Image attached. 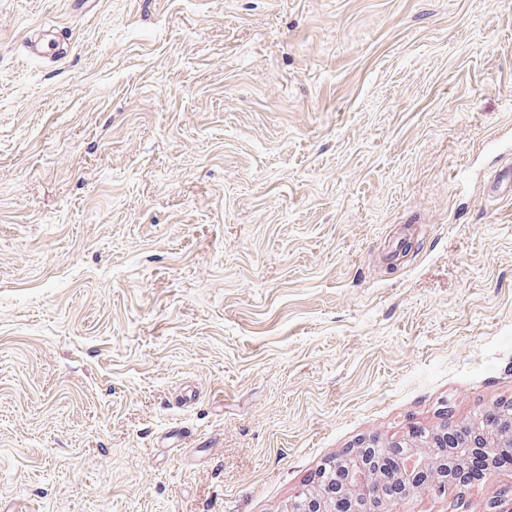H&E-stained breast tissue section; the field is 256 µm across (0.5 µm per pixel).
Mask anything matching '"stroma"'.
I'll use <instances>...</instances> for the list:
<instances>
[{"label": "stroma", "instance_id": "35a3bbf8", "mask_svg": "<svg viewBox=\"0 0 512 512\" xmlns=\"http://www.w3.org/2000/svg\"><path fill=\"white\" fill-rule=\"evenodd\" d=\"M511 165L512 0H0V512H283L512 404ZM45 35H42V37H37L34 40L31 39L28 42L27 47L30 55L38 58H44L47 56V54H49V52L53 51V54L60 58L67 53L68 49L66 46L64 47L65 42L61 38L50 39L48 40L47 44H45Z\"/></svg>", "mask_w": 512, "mask_h": 512}]
</instances>
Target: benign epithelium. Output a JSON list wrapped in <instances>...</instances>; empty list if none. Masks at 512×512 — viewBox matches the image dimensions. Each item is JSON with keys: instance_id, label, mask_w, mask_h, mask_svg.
I'll list each match as a JSON object with an SVG mask.
<instances>
[{"instance_id": "obj_1", "label": "benign epithelium", "mask_w": 512, "mask_h": 512, "mask_svg": "<svg viewBox=\"0 0 512 512\" xmlns=\"http://www.w3.org/2000/svg\"><path fill=\"white\" fill-rule=\"evenodd\" d=\"M442 447L441 432L419 434L412 430L407 436L380 445L370 443L355 455L340 457L321 468L319 487L300 489L288 501L287 512H336V497L349 506V512H389L390 501L385 496L388 485L398 483L409 492H427L435 495L448 493L452 476L461 471L476 448H511L512 432L491 433L476 430L467 439L459 440L448 449V458L435 468L430 457ZM399 453L397 468L392 473L378 469L371 459L379 454Z\"/></svg>"}]
</instances>
